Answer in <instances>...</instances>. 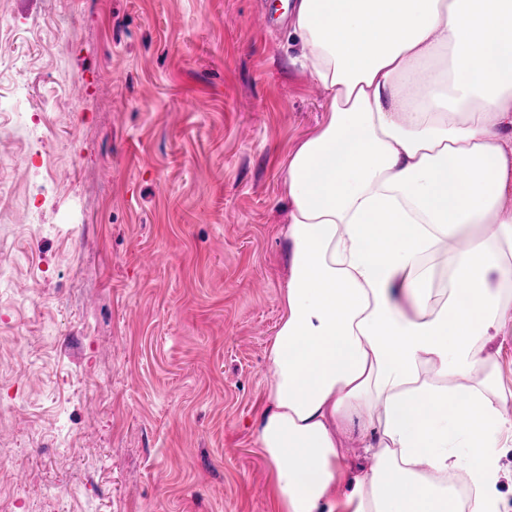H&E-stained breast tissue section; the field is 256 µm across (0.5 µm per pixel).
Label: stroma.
I'll return each instance as SVG.
<instances>
[{
	"label": "stroma",
	"instance_id": "1",
	"mask_svg": "<svg viewBox=\"0 0 512 512\" xmlns=\"http://www.w3.org/2000/svg\"><path fill=\"white\" fill-rule=\"evenodd\" d=\"M260 9L0 0V512H273L283 179L326 99ZM487 348L512 402L511 318Z\"/></svg>",
	"mask_w": 512,
	"mask_h": 512
}]
</instances>
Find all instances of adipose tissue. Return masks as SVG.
Listing matches in <instances>:
<instances>
[{"mask_svg":"<svg viewBox=\"0 0 512 512\" xmlns=\"http://www.w3.org/2000/svg\"><path fill=\"white\" fill-rule=\"evenodd\" d=\"M288 33L327 114L284 176L274 512H458V472L501 512L512 415L472 376L512 288V0H295Z\"/></svg>","mask_w":512,"mask_h":512,"instance_id":"ef3b65f1","label":"adipose tissue"}]
</instances>
